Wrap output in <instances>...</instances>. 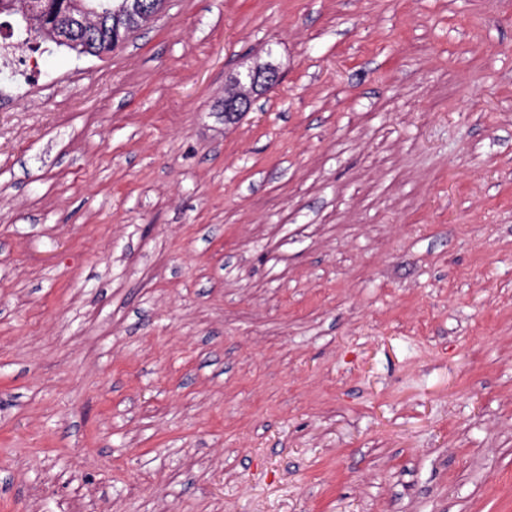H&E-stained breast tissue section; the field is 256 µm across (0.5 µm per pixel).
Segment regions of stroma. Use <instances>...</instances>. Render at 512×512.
Listing matches in <instances>:
<instances>
[{
	"label": "stroma",
	"instance_id": "stroma-1",
	"mask_svg": "<svg viewBox=\"0 0 512 512\" xmlns=\"http://www.w3.org/2000/svg\"><path fill=\"white\" fill-rule=\"evenodd\" d=\"M13 47L0 512H512V0ZM283 73L280 64L268 61L250 67L243 78L236 76L235 88L224 95L225 124L229 116L242 118L251 112L257 98L278 85Z\"/></svg>",
	"mask_w": 512,
	"mask_h": 512
}]
</instances>
